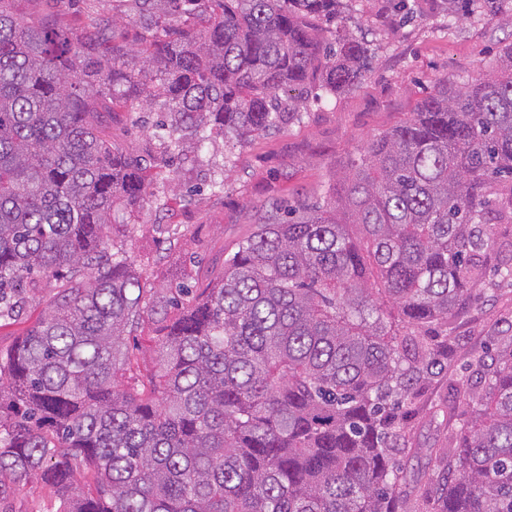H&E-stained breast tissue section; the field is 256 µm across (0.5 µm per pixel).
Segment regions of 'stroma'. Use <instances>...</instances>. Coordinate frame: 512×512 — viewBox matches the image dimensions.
<instances>
[{"instance_id": "1", "label": "stroma", "mask_w": 512, "mask_h": 512, "mask_svg": "<svg viewBox=\"0 0 512 512\" xmlns=\"http://www.w3.org/2000/svg\"><path fill=\"white\" fill-rule=\"evenodd\" d=\"M20 11L48 15L54 28L79 30L88 16L125 21L139 6L135 0H19ZM352 31L366 34L371 64L352 89L336 98L310 103L300 119L267 135L241 142L216 138L206 143L200 160L150 170L148 195L128 218L116 248L141 261L155 287L175 282L177 271L199 284L215 280L224 260L246 239L267 210L301 202L326 200L341 170L371 138L392 129L441 81L462 84L491 76L512 29L482 9L448 27L443 0H417L413 19L402 26L389 18L388 0H354L345 20ZM152 112L117 111L107 119L112 141L135 156L158 154L151 135ZM165 198L158 206L157 198ZM175 238L167 247L164 236ZM58 292L55 280H41L28 292L22 314L0 319V351L10 349L41 315ZM453 334L457 353L447 375L437 378L427 397H449V380L471 374V347L512 336V284L483 287L469 314ZM411 450L400 457L408 473L434 468L435 449L448 445L446 430L436 428L427 413L404 422ZM57 491L32 480L11 490L7 512H57Z\"/></svg>"}]
</instances>
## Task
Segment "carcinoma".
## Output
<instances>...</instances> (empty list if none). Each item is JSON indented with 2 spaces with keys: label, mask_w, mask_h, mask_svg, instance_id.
Masks as SVG:
<instances>
[{
  "label": "carcinoma",
  "mask_w": 512,
  "mask_h": 512,
  "mask_svg": "<svg viewBox=\"0 0 512 512\" xmlns=\"http://www.w3.org/2000/svg\"><path fill=\"white\" fill-rule=\"evenodd\" d=\"M0 0V318L37 276L61 290L0 352V500L38 478L60 512H512V340L438 404L448 454L409 476L400 421L457 352L448 322L493 269L512 282V43L486 80L443 83L369 140L324 205L269 215L211 288L147 283L110 232L146 161L99 112L153 109L168 164L299 118L364 75L326 41L345 0H141L131 47ZM447 27L472 0H446ZM143 369L125 337L144 325Z\"/></svg>",
  "instance_id": "1"
}]
</instances>
